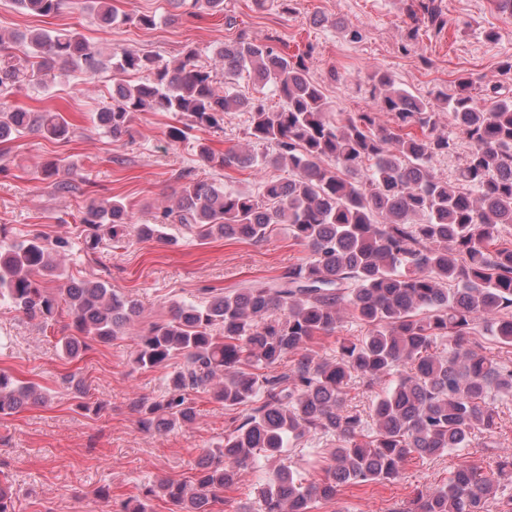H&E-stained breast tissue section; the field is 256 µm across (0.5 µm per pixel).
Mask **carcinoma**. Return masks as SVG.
I'll list each match as a JSON object with an SVG mask.
<instances>
[{"label":"carcinoma","instance_id":"obj_1","mask_svg":"<svg viewBox=\"0 0 512 512\" xmlns=\"http://www.w3.org/2000/svg\"><path fill=\"white\" fill-rule=\"evenodd\" d=\"M17 9L40 17L58 14L68 0H13ZM106 25L155 26V16L121 15L112 0H87ZM184 20L201 21L224 12V0H170ZM414 22L407 52L420 30L435 36L448 27L443 0H405ZM281 40L256 42L244 34L219 52L224 83L246 71L271 84L282 101L272 111L260 99L216 91V68L196 62L189 49L173 64L136 51H101L70 29L0 33V97L32 82L43 84L60 66L92 82L110 70L118 78L112 104L94 122L119 140L130 134L136 112H169L179 124L167 137L177 145L190 132L222 129L224 113L249 114L250 135L262 156L228 150L219 156L198 140L197 161L224 168L272 165L288 168V179L260 183L254 196L204 180L183 183L170 206L149 224H134L126 204L93 199L82 211L85 251L116 248L131 238L176 245L184 238L260 244L285 224L309 255L273 281L253 280L211 299L176 303L170 318L134 335L129 328L139 304L102 281H70L50 289L44 277L58 274L70 247L36 233L22 241L0 237V300L44 327L67 310L74 333L63 338L66 357L79 356L86 339L110 343L130 336L137 368L173 371L163 397L137 405L139 424L160 432L195 421L191 394L198 391L241 410L231 417L224 441L205 454L192 479H162L140 495L115 503L114 512H150L164 498L171 512H214L243 470L264 474L263 512H311L333 501L343 485L391 482L412 457H440L469 448L484 437L493 448L495 404L512 398V359L490 358L478 337L489 334L512 349V94L496 84L483 102L472 95V80L460 76L455 92L439 91L438 105L394 87L392 77L368 76L375 107L390 115L388 128L371 111L335 116L307 62L314 44L288 55ZM141 74L137 82L124 79ZM470 144L455 180L435 172L438 156L456 143L438 133L440 114ZM34 131L49 140L70 137L74 125L62 112H29L0 105V149ZM61 161L41 166L43 179L61 195L85 193L81 176H60ZM366 327L344 341L332 360L317 361L310 345L336 332L343 313ZM293 367L275 368L288 355ZM381 387L370 418L346 403L347 389ZM45 395L33 383L0 372V413L9 414ZM329 434L326 476L303 485L287 465L269 469L286 448L307 435ZM512 512V496L474 461L458 467L448 481L420 493L409 512Z\"/></svg>","mask_w":512,"mask_h":512}]
</instances>
